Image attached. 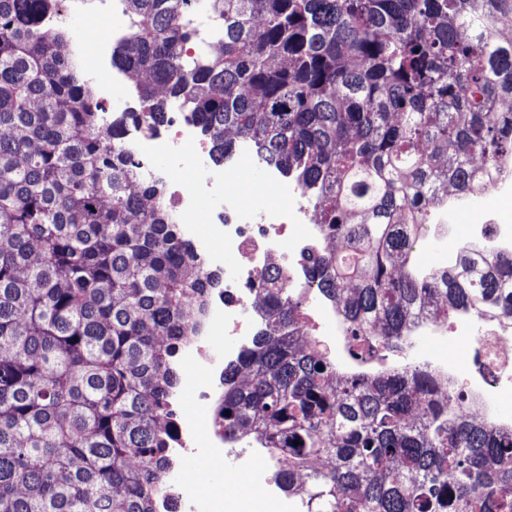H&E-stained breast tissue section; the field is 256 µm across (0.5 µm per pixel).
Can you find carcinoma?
<instances>
[{
    "label": "carcinoma",
    "instance_id": "1",
    "mask_svg": "<svg viewBox=\"0 0 512 512\" xmlns=\"http://www.w3.org/2000/svg\"><path fill=\"white\" fill-rule=\"evenodd\" d=\"M60 0H0V512H157L169 486L175 357L215 277L102 127ZM216 19L191 38L187 9ZM512 0H128L112 65L132 73L150 127L177 101L213 143L228 130L317 194L347 248L315 269L344 303L356 369L305 350L278 274L269 317L224 371V437L250 433L288 469L319 458L315 512H512V438L448 416L433 375L361 368L369 337L409 341L428 305L474 295L512 309V258L424 278L413 260L437 187L475 157L512 153ZM194 300L197 318L185 313ZM230 415H225V412ZM300 441L294 445V441Z\"/></svg>",
    "mask_w": 512,
    "mask_h": 512
}]
</instances>
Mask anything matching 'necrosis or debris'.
<instances>
[{
	"instance_id": "necrosis-or-debris-1",
	"label": "necrosis or debris",
	"mask_w": 512,
	"mask_h": 512,
	"mask_svg": "<svg viewBox=\"0 0 512 512\" xmlns=\"http://www.w3.org/2000/svg\"><path fill=\"white\" fill-rule=\"evenodd\" d=\"M94 32L79 33L74 52L87 75L89 91H97L109 40ZM123 149L141 163L144 176L162 181L165 202L174 223L193 242L209 245L210 268L218 284L209 291V307L199 333L179 352L191 368L188 388L173 393L171 403L180 407L173 425L174 442L168 450L175 482L161 496V512H224L236 499L240 475L253 485L245 512H310L306 477H298L295 491H285L275 478L272 456L258 439L235 442L224 438L219 414L224 402V370L237 362L252 344L266 320L260 287L268 274L282 276L291 297L308 305L303 325L310 347L337 365L349 364L348 322L342 304L322 294L313 274L319 258L341 252L344 244L330 237L318 216V203L295 180L271 173L269 181L281 203L277 206L244 201L239 170L242 161H256L249 143H241L236 159L215 161L211 145L186 113L171 112L165 130H149L141 137L122 138ZM166 154L170 163L161 170L151 161ZM493 195L494 209L485 211L466 234H459L477 196ZM512 207V156L477 160L466 189L443 187L431 211L428 231L420 233L415 251L426 260L423 275L457 272L463 258L512 256V222L504 209ZM236 263L228 268L225 255ZM416 336L430 337L433 349L405 346L398 363L432 372L438 394L461 396L464 411L476 424L496 434H512V312L476 299L464 307L447 303L428 306L412 324ZM234 458L236 466L224 476L220 490H213L208 468ZM197 462L199 470L186 478V467Z\"/></svg>"
}]
</instances>
